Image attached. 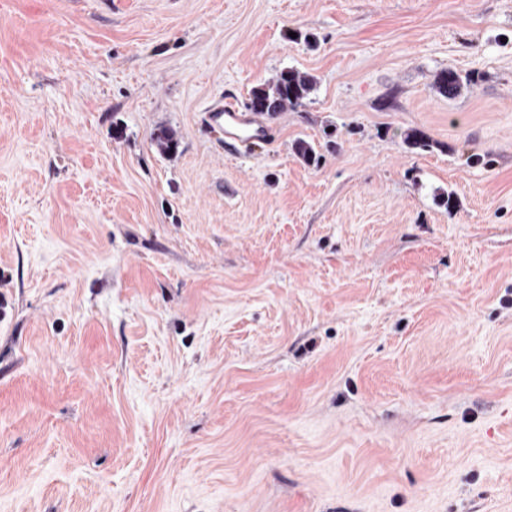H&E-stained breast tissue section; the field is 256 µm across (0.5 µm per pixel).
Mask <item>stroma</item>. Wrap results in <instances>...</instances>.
I'll use <instances>...</instances> for the list:
<instances>
[{
  "mask_svg": "<svg viewBox=\"0 0 512 512\" xmlns=\"http://www.w3.org/2000/svg\"><path fill=\"white\" fill-rule=\"evenodd\" d=\"M0 512H512V0H0ZM312 85L313 80L307 75L295 71L282 72L271 85L252 90L249 106L254 112H245L234 101L222 98L205 108L207 122L212 129L223 133L224 140L234 148L253 140L266 139L270 130L256 112L273 116L295 107L308 96ZM267 103L274 105V112L264 113Z\"/></svg>",
  "mask_w": 512,
  "mask_h": 512,
  "instance_id": "35a3bbf8",
  "label": "stroma"
}]
</instances>
